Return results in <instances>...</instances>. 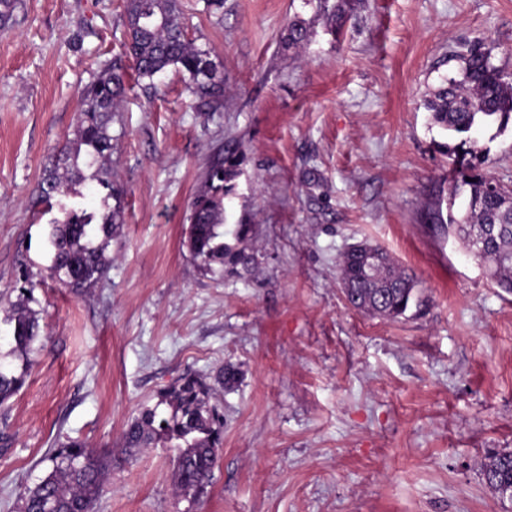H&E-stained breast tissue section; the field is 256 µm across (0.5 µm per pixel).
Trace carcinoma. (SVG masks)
Segmentation results:
<instances>
[{
  "mask_svg": "<svg viewBox=\"0 0 512 512\" xmlns=\"http://www.w3.org/2000/svg\"><path fill=\"white\" fill-rule=\"evenodd\" d=\"M349 0H317L316 8L332 23L342 20ZM126 51L137 77L154 85L158 75L173 69L187 78L186 89L210 111L224 100V72L211 51L188 39L179 0H125ZM308 40L305 21L288 24V44L303 47ZM463 78L449 80L434 92L426 106L433 121L449 132L453 167L448 170L447 195L429 213L463 242L467 253L482 262L496 285L512 293V188L494 181L485 171V157L471 148L483 125L512 121V75L491 61V51L477 45L463 56ZM126 93V72L118 60L103 65L101 74L80 91L81 108L74 138L51 160L36 187L33 204L45 210L65 196L72 185L94 181L104 192L100 208L82 206L64 211L46 225V278L74 294L98 284L112 263L107 249L122 223L123 190L111 180L112 117ZM237 165H210L204 186L192 203L184 244L205 270L248 267L256 262L245 240L249 226L238 225L226 240L224 225L234 192ZM114 205H109V200ZM340 281L348 305L390 320L406 315L418 301V281L384 250L350 247L340 261ZM30 299L8 302L3 324L11 361L0 354V406L26 384L31 355L42 351L39 312ZM224 438V414L213 389L192 374L182 376L161 393L152 407L127 422L121 447L134 456L159 445L176 450L174 487L178 495L199 498L211 484ZM48 472L25 492L24 512H91L103 492L112 467V454L79 440L49 450ZM486 484L498 494L512 486V450L490 454L482 464Z\"/></svg>",
  "mask_w": 512,
  "mask_h": 512,
  "instance_id": "obj_1",
  "label": "carcinoma"
}]
</instances>
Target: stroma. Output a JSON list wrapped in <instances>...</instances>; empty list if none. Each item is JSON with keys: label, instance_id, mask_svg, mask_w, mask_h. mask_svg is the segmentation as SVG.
<instances>
[{"label": "stroma", "instance_id": "1", "mask_svg": "<svg viewBox=\"0 0 512 512\" xmlns=\"http://www.w3.org/2000/svg\"><path fill=\"white\" fill-rule=\"evenodd\" d=\"M180 2L224 66L223 105L202 111L173 70L131 82L112 121L123 222L80 295L42 280L47 217L30 200L74 136L81 88L105 62L134 68L123 0H19L0 29V292L30 275L46 344L0 407V512H23L43 455L69 439L112 451L93 512H512L481 472L512 449V294L428 218L450 138L424 106L475 43L512 72V0H351L336 38L313 0ZM297 16L301 49L286 42ZM477 147L512 185V124ZM223 158L239 169L226 227L250 225L256 262L218 276L184 233ZM364 240L416 275L405 318L346 303L338 261ZM188 372L224 408L195 502L173 491L171 449L120 448L128 419Z\"/></svg>", "mask_w": 512, "mask_h": 512}]
</instances>
